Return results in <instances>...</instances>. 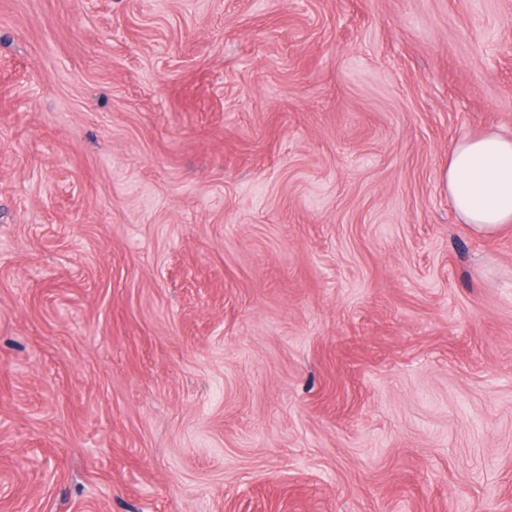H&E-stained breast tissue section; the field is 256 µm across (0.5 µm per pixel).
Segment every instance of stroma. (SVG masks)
Returning a JSON list of instances; mask_svg holds the SVG:
<instances>
[{
  "instance_id": "35a3bbf8",
  "label": "stroma",
  "mask_w": 512,
  "mask_h": 512,
  "mask_svg": "<svg viewBox=\"0 0 512 512\" xmlns=\"http://www.w3.org/2000/svg\"><path fill=\"white\" fill-rule=\"evenodd\" d=\"M512 0H0V512H512ZM442 180L456 212L476 232L511 225L512 137L489 132L453 141Z\"/></svg>"
}]
</instances>
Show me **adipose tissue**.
Here are the masks:
<instances>
[{"instance_id":"1","label":"adipose tissue","mask_w":512,"mask_h":512,"mask_svg":"<svg viewBox=\"0 0 512 512\" xmlns=\"http://www.w3.org/2000/svg\"><path fill=\"white\" fill-rule=\"evenodd\" d=\"M442 180L456 212L476 232L512 225V137L489 132L452 142Z\"/></svg>"}]
</instances>
